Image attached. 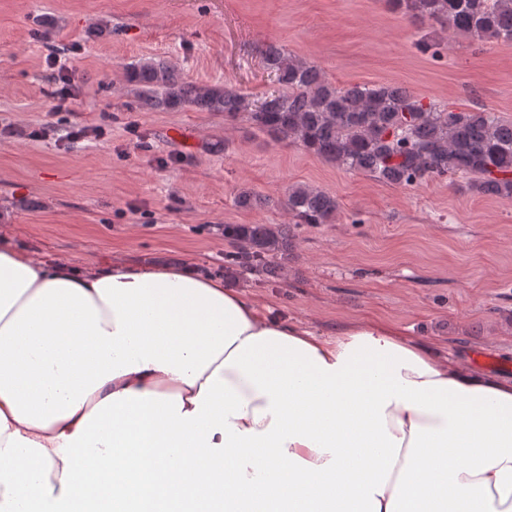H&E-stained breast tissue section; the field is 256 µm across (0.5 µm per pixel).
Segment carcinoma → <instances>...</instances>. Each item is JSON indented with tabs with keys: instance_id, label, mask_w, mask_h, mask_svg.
Masks as SVG:
<instances>
[{
	"instance_id": "obj_1",
	"label": "carcinoma",
	"mask_w": 512,
	"mask_h": 512,
	"mask_svg": "<svg viewBox=\"0 0 512 512\" xmlns=\"http://www.w3.org/2000/svg\"><path fill=\"white\" fill-rule=\"evenodd\" d=\"M391 10L423 28L439 24L473 40L512 42V0H388ZM279 90L254 99L222 86L184 78L165 59L130 64L141 106L156 112L190 107L221 112L234 121L245 112L253 127L278 143H292L340 169L391 186H413L434 177H460L465 189L512 201V121L486 109L461 110L428 103L395 84L338 87L316 63L269 45L262 52ZM237 207H264L268 199L243 191ZM290 224H226L224 237L237 252L224 254V272L245 268L265 281L279 276L275 262L287 256L295 224H329L336 196L307 185L288 189Z\"/></svg>"
}]
</instances>
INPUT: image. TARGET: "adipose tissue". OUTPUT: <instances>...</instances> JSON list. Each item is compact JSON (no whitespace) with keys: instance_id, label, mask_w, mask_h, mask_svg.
I'll use <instances>...</instances> for the list:
<instances>
[{"instance_id":"adipose-tissue-1","label":"adipose tissue","mask_w":512,"mask_h":512,"mask_svg":"<svg viewBox=\"0 0 512 512\" xmlns=\"http://www.w3.org/2000/svg\"><path fill=\"white\" fill-rule=\"evenodd\" d=\"M512 512V380L194 267L0 246V512Z\"/></svg>"}]
</instances>
